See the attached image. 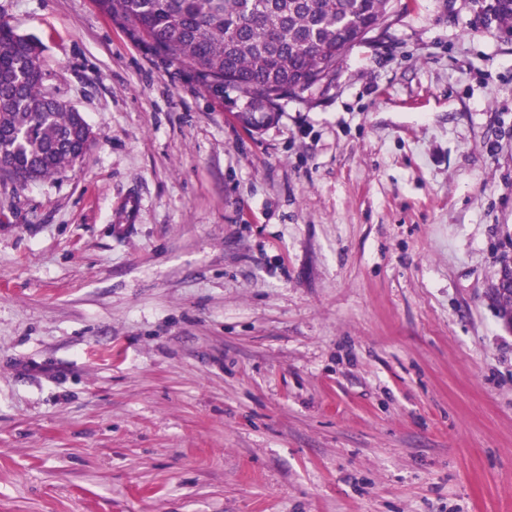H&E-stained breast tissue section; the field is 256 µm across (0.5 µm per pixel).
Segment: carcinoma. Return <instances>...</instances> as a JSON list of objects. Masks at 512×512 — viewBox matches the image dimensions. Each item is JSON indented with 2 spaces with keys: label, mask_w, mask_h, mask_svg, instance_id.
<instances>
[{
  "label": "carcinoma",
  "mask_w": 512,
  "mask_h": 512,
  "mask_svg": "<svg viewBox=\"0 0 512 512\" xmlns=\"http://www.w3.org/2000/svg\"><path fill=\"white\" fill-rule=\"evenodd\" d=\"M146 39L155 55L187 65L214 99L241 103L246 129L278 119L280 101L331 84L350 48L383 32L395 0H95ZM475 23L512 36V0H471ZM38 41L0 19V174L20 183L84 161L93 132L44 85ZM512 329V292L494 294Z\"/></svg>",
  "instance_id": "carcinoma-1"
}]
</instances>
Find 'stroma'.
I'll return each instance as SVG.
<instances>
[{"label":"stroma","mask_w":512,"mask_h":512,"mask_svg":"<svg viewBox=\"0 0 512 512\" xmlns=\"http://www.w3.org/2000/svg\"><path fill=\"white\" fill-rule=\"evenodd\" d=\"M404 2L252 133L94 0H0L94 133L0 177V512H512V41Z\"/></svg>","instance_id":"1"}]
</instances>
